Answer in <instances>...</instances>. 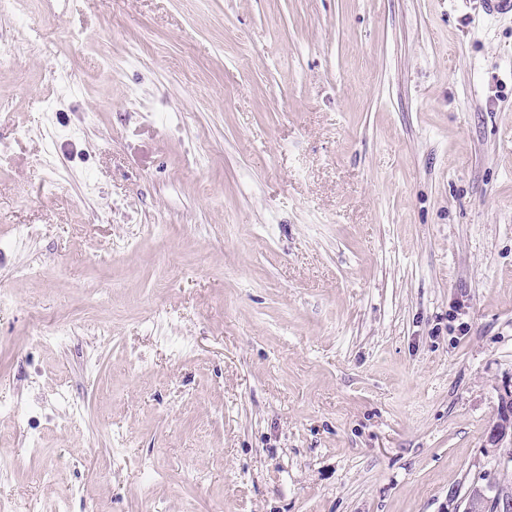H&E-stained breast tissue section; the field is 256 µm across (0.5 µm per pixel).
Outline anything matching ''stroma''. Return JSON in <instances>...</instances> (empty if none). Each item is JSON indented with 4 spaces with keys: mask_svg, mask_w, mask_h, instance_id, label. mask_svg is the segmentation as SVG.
<instances>
[{
    "mask_svg": "<svg viewBox=\"0 0 512 512\" xmlns=\"http://www.w3.org/2000/svg\"><path fill=\"white\" fill-rule=\"evenodd\" d=\"M1 33L0 498L512 494V13L13 0Z\"/></svg>",
    "mask_w": 512,
    "mask_h": 512,
    "instance_id": "obj_1",
    "label": "stroma"
}]
</instances>
